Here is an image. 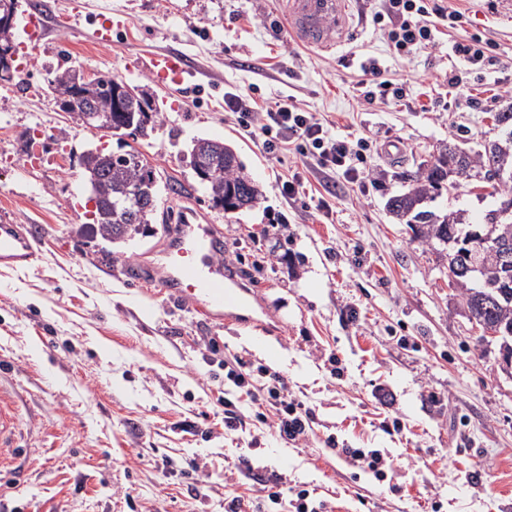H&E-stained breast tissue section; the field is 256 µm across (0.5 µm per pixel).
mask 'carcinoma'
Returning <instances> with one entry per match:
<instances>
[{
  "label": "carcinoma",
  "instance_id": "obj_1",
  "mask_svg": "<svg viewBox=\"0 0 512 512\" xmlns=\"http://www.w3.org/2000/svg\"><path fill=\"white\" fill-rule=\"evenodd\" d=\"M15 24H0V81L10 83L13 75L3 68L5 54L14 46ZM60 107L72 112L71 102L78 94L73 71L66 69L52 80ZM124 81L116 76L96 78L93 105L112 112V122L119 125L126 113L135 116L133 130L146 137L154 129L160 112L152 101L141 94L126 101L125 111L115 112L114 93ZM498 137L480 148L466 149L452 140L438 149L434 160L416 172L408 187L391 196L387 210L399 221L416 229L417 236L446 251V256L463 269L457 274L455 288L460 292L465 312L475 315L482 326L496 328L512 336V157L509 173L499 174L501 147L512 144V107L494 115ZM200 155L213 164L208 177L202 180L210 200L234 214L242 206L253 208L260 203L262 191L246 172L238 153L221 141L199 138L194 141L191 155ZM82 174L88 185L94 186L100 206L95 211V224L100 237L112 244L125 242L145 233L152 224L156 204L147 201L134 206L127 204L134 190L150 191L157 198L156 169L140 155L125 152L115 154L89 150L81 160ZM482 180L490 185L498 198L495 208L487 211L483 223L474 225L462 221L457 210L435 211L429 203L448 189V181L458 184ZM495 226L499 242L496 254L465 244V235L474 229L482 231Z\"/></svg>",
  "mask_w": 512,
  "mask_h": 512
}]
</instances>
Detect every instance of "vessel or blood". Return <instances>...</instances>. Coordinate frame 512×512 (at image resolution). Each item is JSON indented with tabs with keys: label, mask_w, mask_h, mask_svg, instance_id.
Masks as SVG:
<instances>
[{
	"label": "vessel or blood",
	"mask_w": 512,
	"mask_h": 512,
	"mask_svg": "<svg viewBox=\"0 0 512 512\" xmlns=\"http://www.w3.org/2000/svg\"><path fill=\"white\" fill-rule=\"evenodd\" d=\"M348 0H289L288 22L298 39L311 47L325 48L334 40L326 22L344 24ZM46 30L41 13L26 14L21 25L22 44L39 41ZM145 67L153 78L179 86L188 71L186 60L174 53L149 56ZM224 250L221 229L214 224L183 222L172 232L158 274L171 298L187 302L213 318H232L252 310L258 298L225 267L219 256ZM38 257L31 226L0 223V265L29 264Z\"/></svg>",
	"instance_id": "vessel-or-blood-1"
}]
</instances>
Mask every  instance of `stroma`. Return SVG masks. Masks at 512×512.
<instances>
[{"instance_id":"35a3bbf8","label":"stroma","mask_w":512,"mask_h":512,"mask_svg":"<svg viewBox=\"0 0 512 512\" xmlns=\"http://www.w3.org/2000/svg\"><path fill=\"white\" fill-rule=\"evenodd\" d=\"M20 0L47 16L27 69L0 85V220L30 224L36 261L0 267V394L16 410L0 452V512H224L227 485L245 494L239 460L284 474L291 492L326 512H512V372L499 342L461 312L448 259L386 210L419 165L454 139H494L493 113L512 106V15L503 0H449L462 17L438 43L398 55L373 17L349 0L337 47L301 44L286 0ZM110 17L112 42L92 32ZM480 39L484 58L450 41ZM173 50L191 63L179 88L141 66ZM404 90L369 101L362 60ZM118 76L152 94L150 137L93 130L62 111L50 85L65 69ZM460 82L452 85L449 74ZM42 87L28 96V82ZM228 92L258 104L291 97L336 138L370 143L375 183L325 175L296 148L265 154L224 110ZM232 144L265 198L230 217L213 207L190 164L194 138ZM389 140L401 158L380 151ZM134 150L161 190L152 231L124 244L96 232L80 157ZM299 178L296 200L283 181ZM439 207L480 220L482 184H461ZM218 225L230 266L261 299V326L225 325L169 297L153 270L182 220ZM142 275L127 278L126 267ZM262 339L274 352L254 346ZM279 374L308 415L306 441L258 421L224 430V364ZM378 455L377 470L351 450ZM205 462L194 471L192 461Z\"/></svg>"}]
</instances>
